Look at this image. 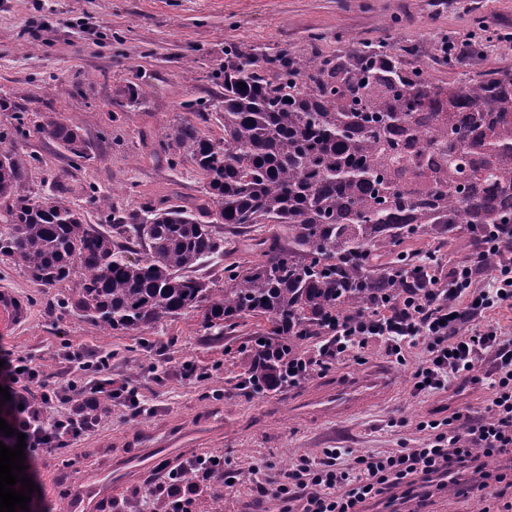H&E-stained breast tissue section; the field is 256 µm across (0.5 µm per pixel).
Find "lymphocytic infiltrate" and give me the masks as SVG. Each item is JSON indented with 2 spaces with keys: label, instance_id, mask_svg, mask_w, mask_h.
<instances>
[{
  "label": "lymphocytic infiltrate",
  "instance_id": "f902f5d3",
  "mask_svg": "<svg viewBox=\"0 0 512 512\" xmlns=\"http://www.w3.org/2000/svg\"><path fill=\"white\" fill-rule=\"evenodd\" d=\"M483 246L499 256L490 283H483L480 267L470 262L450 268L444 280L436 271L420 269L422 289H405L366 315L342 317L329 325L316 356L289 360L288 383L298 384L315 367L329 366L370 339L385 340L399 362L405 348L420 344L426 356L413 372L416 390L442 391L450 380L482 372L493 392L485 416L477 420L470 413L454 412L440 431L416 448L348 457L333 448L318 460L299 459L275 486L273 497L298 502V512H363L368 501L394 491L409 497L419 476L429 479L470 467L479 474L481 488L502 482V475L486 471L483 461L512 454V337L486 315L512 310V245L501 243L493 232L484 235ZM66 359L81 370H93L94 378L49 383L25 358L16 359L7 371L9 422L25 436L27 463L96 431L106 401L121 397L134 413L143 411L137 392L107 373L109 355L72 351ZM195 467V483H183L175 475L168 484L150 490V497L191 512L202 481L218 465L200 459Z\"/></svg>",
  "mask_w": 512,
  "mask_h": 512
}]
</instances>
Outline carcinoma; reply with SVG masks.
<instances>
[{"label": "carcinoma", "mask_w": 512, "mask_h": 512, "mask_svg": "<svg viewBox=\"0 0 512 512\" xmlns=\"http://www.w3.org/2000/svg\"><path fill=\"white\" fill-rule=\"evenodd\" d=\"M232 54L223 92L182 104L215 113L222 135L188 119L165 132L200 177L199 197L125 213L92 186L112 222L90 224L61 194L19 193L34 158L0 136V258L36 284L74 283L60 304L105 334L141 336L188 314L210 336L254 322L247 379L262 392L288 380L301 341L406 287L408 273L369 261L401 257L405 237L465 229L474 262L496 271L480 234L512 225V68L443 83L415 46L262 62ZM36 132L91 159L79 128L55 112ZM250 224H278L288 242L251 239L258 259L224 267L222 288L196 276L224 255L219 227Z\"/></svg>", "instance_id": "cac0c4a2"}]
</instances>
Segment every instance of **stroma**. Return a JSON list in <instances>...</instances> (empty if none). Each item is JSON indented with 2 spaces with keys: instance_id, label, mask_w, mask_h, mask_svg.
Returning a JSON list of instances; mask_svg holds the SVG:
<instances>
[{
  "instance_id": "1",
  "label": "stroma",
  "mask_w": 512,
  "mask_h": 512,
  "mask_svg": "<svg viewBox=\"0 0 512 512\" xmlns=\"http://www.w3.org/2000/svg\"><path fill=\"white\" fill-rule=\"evenodd\" d=\"M469 33L484 52L469 71L512 67V0H0V100L11 105L0 112V132L26 130L15 143L34 163L21 193L62 191L97 224L104 216L89 197L94 186L115 191L127 209L175 193L199 195L192 165L173 159L162 135L182 117L185 100L221 89L231 50L323 57L367 43L384 42L396 52L416 45L430 74L449 81L458 69L446 64L442 43ZM130 87L141 92L133 109L124 95ZM49 110L79 128L94 161L70 162L37 134L39 116ZM273 231L270 224L225 229L224 259L205 262L199 277L223 287L225 262L252 257L243 239ZM402 249L412 261L418 251H431L447 269L465 261L469 236L427 235L406 240ZM1 288L24 297L29 317L17 333L0 337V361L31 359L52 382L69 368L65 347L108 353L113 379L136 388L146 406L135 416L113 403L98 431L67 454L36 463L29 472L37 487L32 497L47 512L82 496L116 512L115 503L141 500L171 470L213 455L224 460L219 512H281V503L259 497L257 487H274L287 462L321 458L328 448L356 454L412 448L426 436L421 423L464 407L482 412L490 397L485 383L463 379L446 391H416L411 373L422 347L399 363L375 339L295 387L259 395L244 383L248 337L208 336L189 315L142 336L105 335L61 308L64 285H34L7 261L0 262ZM186 364L196 367L197 378H181ZM376 369L388 399L339 416L310 409L315 391H345ZM478 483L468 470L453 473L441 489L420 480L409 501L392 506L382 497L366 512H499L512 501V487L496 500Z\"/></svg>"
}]
</instances>
